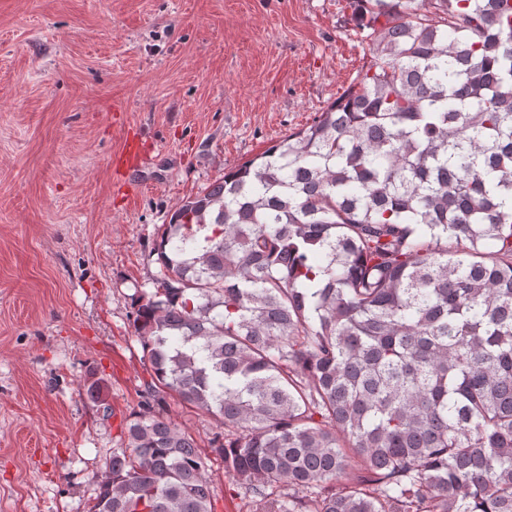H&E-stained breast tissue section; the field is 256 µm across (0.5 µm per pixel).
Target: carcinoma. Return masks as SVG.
Listing matches in <instances>:
<instances>
[{"mask_svg": "<svg viewBox=\"0 0 512 512\" xmlns=\"http://www.w3.org/2000/svg\"><path fill=\"white\" fill-rule=\"evenodd\" d=\"M351 4L356 79L163 225L90 512H213L170 393L257 512H512V0Z\"/></svg>", "mask_w": 512, "mask_h": 512, "instance_id": "cac0c4a2", "label": "carcinoma"}]
</instances>
